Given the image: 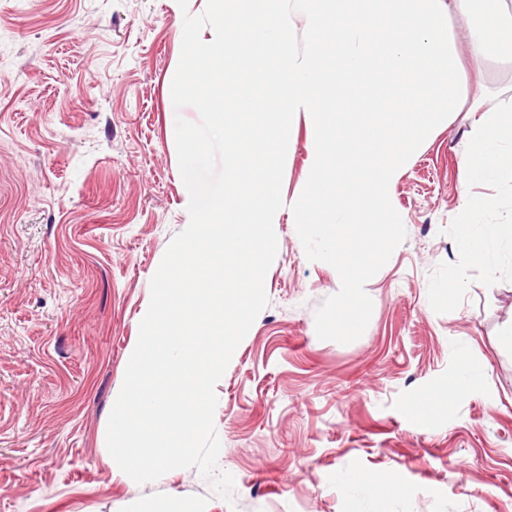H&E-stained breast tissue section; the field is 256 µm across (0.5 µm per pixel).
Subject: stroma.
<instances>
[{
    "label": "stroma",
    "mask_w": 512,
    "mask_h": 512,
    "mask_svg": "<svg viewBox=\"0 0 512 512\" xmlns=\"http://www.w3.org/2000/svg\"><path fill=\"white\" fill-rule=\"evenodd\" d=\"M205 6L0 0V512H512V282H472L445 314L428 302L430 273L458 259L444 229L465 207L473 122L512 102V61L490 57L394 186L407 237L348 345L315 331L337 272L307 259L292 221L309 176L295 115L269 303L216 385L232 501L193 468L140 486L108 465L150 280L189 222L173 130L199 115L171 83L183 15ZM465 360L480 379L459 383ZM449 394L452 412L413 416Z\"/></svg>",
    "instance_id": "obj_1"
}]
</instances>
